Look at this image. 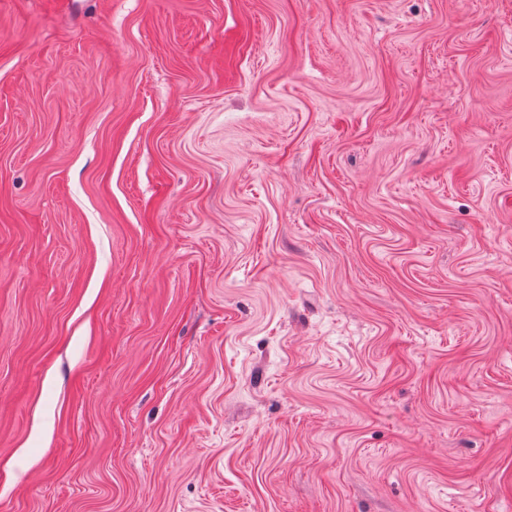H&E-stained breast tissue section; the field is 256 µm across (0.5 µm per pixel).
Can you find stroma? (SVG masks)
<instances>
[{
    "label": "stroma",
    "instance_id": "35a3bbf8",
    "mask_svg": "<svg viewBox=\"0 0 512 512\" xmlns=\"http://www.w3.org/2000/svg\"><path fill=\"white\" fill-rule=\"evenodd\" d=\"M0 512H512V0H0Z\"/></svg>",
    "mask_w": 512,
    "mask_h": 512
}]
</instances>
